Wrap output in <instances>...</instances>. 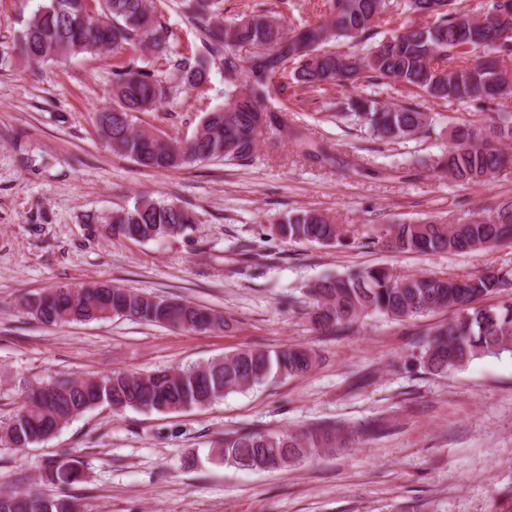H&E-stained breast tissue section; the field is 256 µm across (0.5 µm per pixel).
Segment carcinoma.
<instances>
[{
    "label": "carcinoma",
    "instance_id": "1",
    "mask_svg": "<svg viewBox=\"0 0 512 512\" xmlns=\"http://www.w3.org/2000/svg\"><path fill=\"white\" fill-rule=\"evenodd\" d=\"M218 0L184 3L198 25L209 58L173 60L181 82L206 81L210 62L224 69V103L206 113L186 142L135 127L136 113L166 102L172 86L138 65L147 48L167 55L172 31L156 17L154 0H47L8 44L0 43V69L19 58L31 65L63 63L80 54L126 51L128 62L113 70L112 103L97 113V133L112 151L155 172L194 161L247 163L254 158L263 128L282 129L314 162L333 167L340 157L317 142L285 114L265 107L275 87L298 86L297 101L309 94L322 99L326 119L354 122L386 145L425 137L441 120L452 142L437 162L455 184L480 183L508 161L500 145L512 141V113L477 112L451 118L406 101L387 105L374 98L342 99L341 89L367 83L386 90L399 86L435 102H487L512 96L503 63L512 58V0H487L476 14L463 0H325L328 12L318 22L304 20L285 30L281 13L263 0L240 18H219ZM395 24L378 31L380 20ZM350 43L348 50L334 49ZM247 55H239L241 49ZM448 63L446 67L433 61ZM282 84H277V80ZM113 236L129 237L137 226L141 241L183 237L197 217L175 203L141 197L134 206L98 217ZM275 234L295 243L348 246L346 230L318 209L280 218ZM386 248L414 254L477 252L512 244V198L493 201L460 224L430 216L385 229ZM312 328L339 336L362 318L379 316L401 323L451 309L455 316L428 333L416 360L431 374L466 368L476 359L512 353V268L488 267L462 277L396 275L384 266L358 267L327 275L305 291ZM22 310L46 324L104 321L133 317L148 324L182 330L229 326L224 315L173 298L145 294L106 283L61 286L23 296ZM315 351L304 346L279 350L243 348L201 366L144 373L112 372L81 379L39 382L26 391L0 442L28 448L56 434L71 419L101 405L115 411L135 408L160 413L207 405L233 391H247L275 379L311 371ZM341 430L325 424L298 432L238 430L224 434L220 456L244 470L277 471L294 467L336 443ZM86 463L73 456L53 465L46 480L67 488L81 482ZM0 512H81L68 495L32 492L0 494Z\"/></svg>",
    "mask_w": 512,
    "mask_h": 512
}]
</instances>
